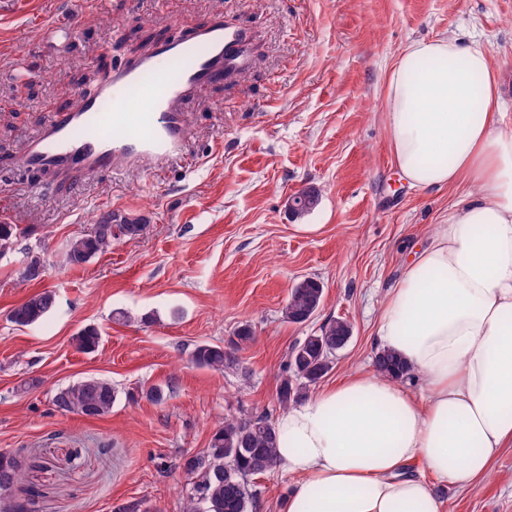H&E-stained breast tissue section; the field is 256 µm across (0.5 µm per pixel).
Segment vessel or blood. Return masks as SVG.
<instances>
[{"label": "vessel or blood", "instance_id": "vessel-or-blood-1", "mask_svg": "<svg viewBox=\"0 0 512 512\" xmlns=\"http://www.w3.org/2000/svg\"><path fill=\"white\" fill-rule=\"evenodd\" d=\"M250 29L214 17L112 67L78 104L52 114L14 163L35 174L79 175L164 168L181 158L193 95L243 72Z\"/></svg>", "mask_w": 512, "mask_h": 512}]
</instances>
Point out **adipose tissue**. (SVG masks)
Segmentation results:
<instances>
[{
	"instance_id": "obj_1",
	"label": "adipose tissue",
	"mask_w": 512,
	"mask_h": 512,
	"mask_svg": "<svg viewBox=\"0 0 512 512\" xmlns=\"http://www.w3.org/2000/svg\"><path fill=\"white\" fill-rule=\"evenodd\" d=\"M386 129L410 187L467 181L389 291L376 336L420 379L355 373L277 419L296 478L280 512H443L430 478L486 476L512 447V114L479 40L410 42L387 73ZM420 461L430 478L404 474Z\"/></svg>"
}]
</instances>
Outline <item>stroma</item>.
I'll use <instances>...</instances> for the list:
<instances>
[{"mask_svg":"<svg viewBox=\"0 0 512 512\" xmlns=\"http://www.w3.org/2000/svg\"><path fill=\"white\" fill-rule=\"evenodd\" d=\"M71 29L53 33L44 0H0V158L18 155L51 111L133 56L215 15L255 32L249 68L202 88L188 104L178 163L119 168L63 182L0 166V222L17 225L0 257V451L36 455L28 481L40 512H181L184 455L207 447L225 418L275 409L291 348L333 320L352 329L321 379L370 373L381 306L411 252L425 247L467 183L413 189L402 181L384 121L389 66L414 40L484 41L504 111L512 113V0H54ZM319 193L302 217L291 195ZM145 216L146 232L73 267L65 251L103 211ZM45 273L25 282L29 249ZM324 287L302 324L283 310L303 278ZM53 291L39 323L8 312ZM128 312L125 320L117 311ZM254 339L239 365L190 363L202 343L231 346L238 326ZM97 326L94 353L74 336ZM233 346V345H232ZM89 377L117 391L111 413L58 411V389ZM162 387L161 403L144 392ZM446 512H512V447L487 476L459 487L432 480Z\"/></svg>","mask_w":512,"mask_h":512,"instance_id":"stroma-1","label":"stroma"}]
</instances>
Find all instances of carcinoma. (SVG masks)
Segmentation results:
<instances>
[{
    "mask_svg": "<svg viewBox=\"0 0 512 512\" xmlns=\"http://www.w3.org/2000/svg\"><path fill=\"white\" fill-rule=\"evenodd\" d=\"M116 212L108 211L92 224V233L70 241L67 261L81 266L99 253L112 249L119 238H135L143 234L148 220L139 215L123 214L115 223ZM44 265L42 255L26 257L20 277L25 281L40 278L38 268ZM319 281L306 278L292 288L285 308V318L296 324L309 321L323 300ZM55 294L43 291L31 295L7 314V319L19 326L41 321L53 308ZM349 324L342 320L330 322L319 332L291 348L286 363V377L277 391L280 407L301 400L309 387L317 384L332 368L336 354L350 341ZM77 349L92 352L98 347L99 332L87 326L74 337ZM194 364L222 371L237 365L232 350L217 344H201L191 352ZM375 368L396 376L404 374L398 357L381 350L375 357ZM117 394L112 383L101 378H87L59 389L53 404L61 411L84 417H103L111 413ZM275 423L266 414L227 417L212 434L208 447L183 459L182 468L188 476V486L182 502V512H256L258 493L250 488L249 478L271 473L277 468ZM26 468L8 451H0V501L3 512H36L39 491L24 486ZM24 495L11 497L13 490Z\"/></svg>",
    "mask_w": 512,
    "mask_h": 512,
    "instance_id": "obj_1",
    "label": "carcinoma"
}]
</instances>
